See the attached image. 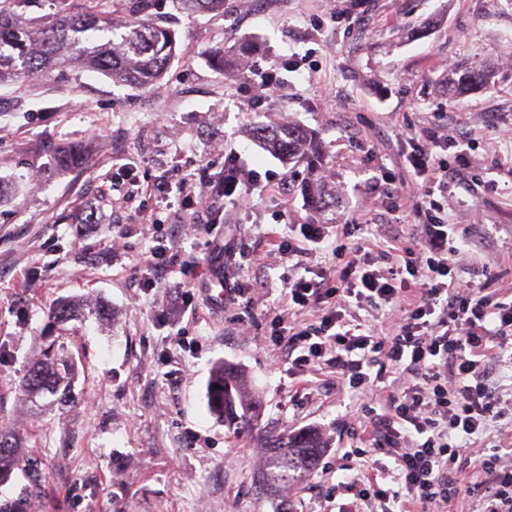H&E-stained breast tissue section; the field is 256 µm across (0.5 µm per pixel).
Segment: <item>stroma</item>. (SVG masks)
Returning a JSON list of instances; mask_svg holds the SVG:
<instances>
[{
  "label": "stroma",
  "instance_id": "stroma-1",
  "mask_svg": "<svg viewBox=\"0 0 512 512\" xmlns=\"http://www.w3.org/2000/svg\"><path fill=\"white\" fill-rule=\"evenodd\" d=\"M332 22L325 0H224L189 14L156 0L155 21L174 32L176 55L156 84L118 85L104 73L53 69L38 81L0 84V430L17 433L40 462L34 512H377L361 498L370 447L360 424L368 387L340 386L326 369L289 373L271 320L285 279L330 267L329 242L289 260L273 239L303 243L306 225L357 223L350 243L412 240L406 211L376 190L405 191L417 176L397 131L428 127L458 140L450 165L467 164L472 195L442 204L464 255L487 263L491 293L512 296V0H344ZM228 50L234 73L212 57ZM283 67L256 98V64ZM298 71H288V64ZM490 70L488 84L450 93L453 70ZM283 120L318 134L330 197L314 208L306 166L272 155L249 134ZM235 152L261 185L251 206L213 199L222 224L156 208L159 226L135 219L186 174L224 175ZM64 152L83 163H60ZM94 223H87L89 212ZM167 235L174 270L140 286L154 236ZM253 284L243 296L229 287ZM189 306L172 311L177 293ZM88 303L57 346L77 372L73 406L27 412L18 386L37 356L53 304ZM242 371L260 402L255 431L228 428L209 408L216 363ZM322 430L318 466L290 492L258 480L263 430ZM350 488L337 492L336 484Z\"/></svg>",
  "mask_w": 512,
  "mask_h": 512
}]
</instances>
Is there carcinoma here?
Segmentation results:
<instances>
[{
  "label": "carcinoma",
  "instance_id": "cac0c4a2",
  "mask_svg": "<svg viewBox=\"0 0 512 512\" xmlns=\"http://www.w3.org/2000/svg\"><path fill=\"white\" fill-rule=\"evenodd\" d=\"M41 0H0V82L33 73L43 74L57 65H71L107 74L112 81L147 86L165 73L175 51L171 30L151 21L153 0H127L131 20L117 32L112 21L113 0H71L66 13L47 14L37 38L15 22V17ZM185 11L206 8L224 9V0H175ZM483 70H468L460 75L452 90L488 82ZM253 137L264 149L288 160L304 161L316 168L320 164L317 134L296 125L261 124ZM82 305L62 300L52 309L51 319L64 325L77 318ZM55 342L42 348L19 384L23 401L47 413L58 405L73 401L74 362L55 352ZM219 388L214 389L212 385ZM209 385L211 410L224 421L251 428L255 397L250 395L244 374L224 364L216 365ZM327 448L318 430L268 434L263 443L262 481L272 488L288 489L306 472L315 469ZM27 469L30 484L27 496L39 494L38 472L34 459L26 456L13 434L0 431V484L16 470Z\"/></svg>",
  "mask_w": 512,
  "mask_h": 512
}]
</instances>
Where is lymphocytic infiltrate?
Here are the masks:
<instances>
[{"mask_svg":"<svg viewBox=\"0 0 512 512\" xmlns=\"http://www.w3.org/2000/svg\"><path fill=\"white\" fill-rule=\"evenodd\" d=\"M404 139L423 178L408 209L418 236L408 245L393 237L386 248L334 245L340 267L286 282L275 340L297 375L330 368L354 389L376 381L364 414L376 444L359 455L393 458L414 512H453L471 447L484 475L472 484L479 512H512V446L485 438L493 426H512V397L488 377L490 366L512 369V300L459 273L439 199L472 194L474 177L442 158L437 131ZM384 307L393 315L386 333L353 324L356 311ZM308 312L313 322H299ZM390 369L398 379L388 387Z\"/></svg>","mask_w":512,"mask_h":512,"instance_id":"lymphocytic-infiltrate-1","label":"lymphocytic infiltrate"}]
</instances>
